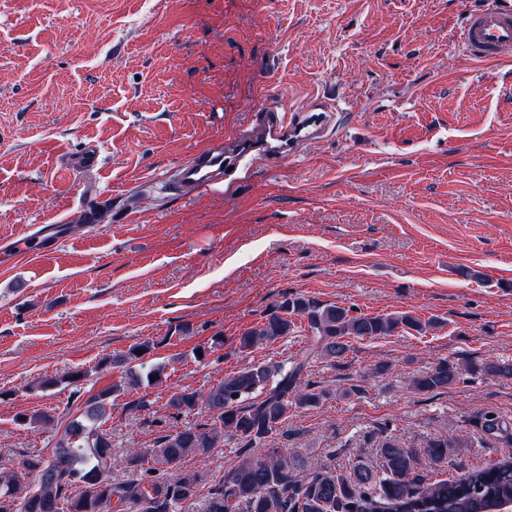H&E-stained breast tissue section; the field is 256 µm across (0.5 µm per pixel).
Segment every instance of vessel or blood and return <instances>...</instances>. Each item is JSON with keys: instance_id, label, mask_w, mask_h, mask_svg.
I'll return each mask as SVG.
<instances>
[{"instance_id": "1", "label": "vessel or blood", "mask_w": 512, "mask_h": 512, "mask_svg": "<svg viewBox=\"0 0 512 512\" xmlns=\"http://www.w3.org/2000/svg\"><path fill=\"white\" fill-rule=\"evenodd\" d=\"M459 46L477 61H496L512 56V5L499 0L469 14L459 34ZM327 116L314 113L294 121L286 114L266 112L252 131L230 142L214 141L196 151L175 171L174 188L183 195L223 186L224 172L232 166L262 155L276 162L287 161L300 145L320 132ZM68 235L65 222L35 224L21 236L0 241V259L14 261L33 255L53 254Z\"/></svg>"}]
</instances>
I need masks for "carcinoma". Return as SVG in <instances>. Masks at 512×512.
I'll list each match as a JSON object with an SVG mask.
<instances>
[{"label":"carcinoma","instance_id":"obj_1","mask_svg":"<svg viewBox=\"0 0 512 512\" xmlns=\"http://www.w3.org/2000/svg\"><path fill=\"white\" fill-rule=\"evenodd\" d=\"M431 326L408 312L383 316L355 313L353 308L321 304L302 296L288 298L262 321L241 333L238 350L244 352L305 332L307 344L291 362L254 363L230 373L208 390L183 389L173 393L168 406L179 414L205 409L212 423L186 427L157 438L151 455L159 464L180 465L187 456H207L224 437L246 448L267 441L280 430L293 407H314L326 395L302 377L312 363L332 365L351 350L350 340H373L406 328L423 331ZM155 343L144 341L115 357L128 384L162 382L164 368L145 360ZM474 377H512V363L479 361L465 367L447 360L418 374L412 387L423 393L441 392ZM111 391L89 396L79 411L65 409L51 414L35 411L16 418L20 425L54 430L52 452L28 454L9 469L0 470V512H109L107 502L115 497L123 512H178L197 497L204 476L183 469L172 480L144 468L142 451L127 453V467L140 477L114 483L112 436L103 425L111 417ZM452 440L428 445V455L441 461ZM383 468L374 471L361 464L347 476L320 466L304 479L295 475L294 460L277 448L262 457L240 452L237 467L209 492L203 512H503L512 504V460L469 470L458 478L440 480L422 490L407 481L413 451L388 440L380 448Z\"/></svg>","mask_w":512,"mask_h":512}]
</instances>
